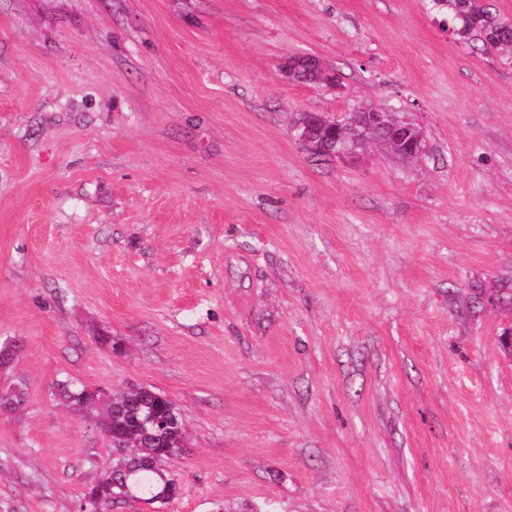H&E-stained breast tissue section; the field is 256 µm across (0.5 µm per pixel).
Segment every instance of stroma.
Here are the masks:
<instances>
[{"mask_svg": "<svg viewBox=\"0 0 512 512\" xmlns=\"http://www.w3.org/2000/svg\"><path fill=\"white\" fill-rule=\"evenodd\" d=\"M358 108L423 154L298 141ZM509 295L512 58L424 0H0V512L112 465L62 383L180 412L100 512H512ZM382 112H384L386 121L395 120L396 116L393 113L385 110H382ZM383 138L388 145H408L409 148L413 149L411 157H418L423 152L419 129L406 120H396L392 125L385 126ZM300 140L314 154L336 155V157H352L356 155L358 148L364 142L362 137L359 140H356V138L346 139L336 136L335 140L332 139L319 141L305 137L301 138Z\"/></svg>", "mask_w": 512, "mask_h": 512, "instance_id": "obj_1", "label": "stroma"}]
</instances>
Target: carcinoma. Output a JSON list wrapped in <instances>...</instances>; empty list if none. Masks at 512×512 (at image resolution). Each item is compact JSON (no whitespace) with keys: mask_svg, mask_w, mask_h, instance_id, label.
<instances>
[{"mask_svg":"<svg viewBox=\"0 0 512 512\" xmlns=\"http://www.w3.org/2000/svg\"><path fill=\"white\" fill-rule=\"evenodd\" d=\"M431 9L451 24L463 41L479 40L483 46L512 56V20L492 11L483 0H428ZM308 121L313 136L329 139L332 128L319 118ZM84 389L64 390L73 411L92 414L104 433L119 434L125 447L112 449V469L99 480L100 499L81 501L79 512H98L100 505L116 499L135 498L164 505L179 489V473L164 465L182 448L183 427L176 404L163 393L140 387L98 404L82 400Z\"/></svg>","mask_w":512,"mask_h":512,"instance_id":"carcinoma-1","label":"carcinoma"}]
</instances>
